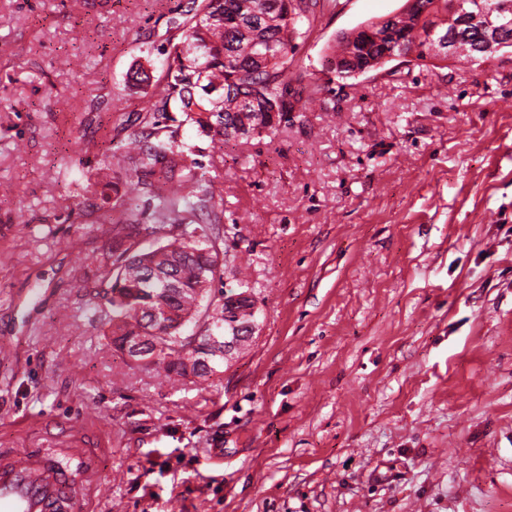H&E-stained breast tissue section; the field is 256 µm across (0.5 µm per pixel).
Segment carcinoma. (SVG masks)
Listing matches in <instances>:
<instances>
[{
	"mask_svg": "<svg viewBox=\"0 0 512 512\" xmlns=\"http://www.w3.org/2000/svg\"><path fill=\"white\" fill-rule=\"evenodd\" d=\"M274 2L272 8L269 0H189L185 20L168 38L164 82L143 108V129L123 144L136 177L134 191L152 206L151 233L172 224L185 229L134 252L127 244L136 228L129 209L104 221L103 257L113 266L104 319L119 350L127 337L155 330L154 369L169 380L208 376L186 342L188 323L205 313L215 328L229 334L232 324L253 317L251 298L213 290L224 276L217 227L224 183L208 174L203 158L214 165L223 158L224 142L274 130L288 113L305 112L313 101L306 87H291L287 71L288 54L318 0ZM418 2L423 16L399 11L391 21L369 19L338 35L325 55L346 61L336 77L348 80L357 70L381 68L403 48L415 52L417 61L448 60L429 39L433 28L454 27L448 0ZM173 104L182 122L208 138V147L166 131Z\"/></svg>",
	"mask_w": 512,
	"mask_h": 512,
	"instance_id": "carcinoma-1",
	"label": "carcinoma"
}]
</instances>
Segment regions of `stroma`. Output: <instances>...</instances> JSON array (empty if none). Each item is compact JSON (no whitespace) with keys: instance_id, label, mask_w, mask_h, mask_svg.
Listing matches in <instances>:
<instances>
[{"instance_id":"35a3bbf8","label":"stroma","mask_w":512,"mask_h":512,"mask_svg":"<svg viewBox=\"0 0 512 512\" xmlns=\"http://www.w3.org/2000/svg\"><path fill=\"white\" fill-rule=\"evenodd\" d=\"M186 2L0 0V451L97 449L82 512H512V53L323 68L405 0H322L288 79L335 111L224 145L251 341L176 387L108 345L96 226Z\"/></svg>"}]
</instances>
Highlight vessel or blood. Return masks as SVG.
I'll use <instances>...</instances> for the list:
<instances>
[{
  "instance_id": "vessel-or-blood-1",
  "label": "vessel or blood",
  "mask_w": 512,
  "mask_h": 512,
  "mask_svg": "<svg viewBox=\"0 0 512 512\" xmlns=\"http://www.w3.org/2000/svg\"><path fill=\"white\" fill-rule=\"evenodd\" d=\"M95 457L78 452L74 472L59 468L52 457L28 453L23 460L0 459V512H79L85 480Z\"/></svg>"
}]
</instances>
